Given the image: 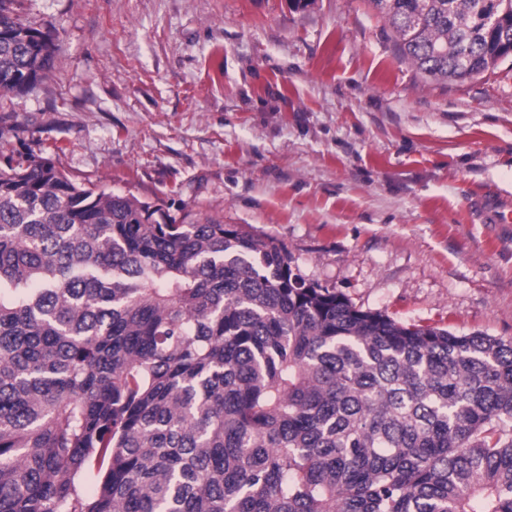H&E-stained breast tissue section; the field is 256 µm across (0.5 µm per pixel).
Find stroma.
<instances>
[{
	"instance_id": "stroma-1",
	"label": "stroma",
	"mask_w": 512,
	"mask_h": 512,
	"mask_svg": "<svg viewBox=\"0 0 512 512\" xmlns=\"http://www.w3.org/2000/svg\"><path fill=\"white\" fill-rule=\"evenodd\" d=\"M60 47L0 168L76 182L282 242L310 282L404 324L512 338V57L465 80L398 59L368 0H18ZM474 214L482 224H512V205L494 192L480 194L473 204Z\"/></svg>"
}]
</instances>
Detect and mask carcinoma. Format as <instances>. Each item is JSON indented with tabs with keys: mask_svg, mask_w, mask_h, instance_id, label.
Segmentation results:
<instances>
[{
	"mask_svg": "<svg viewBox=\"0 0 512 512\" xmlns=\"http://www.w3.org/2000/svg\"><path fill=\"white\" fill-rule=\"evenodd\" d=\"M14 2L1 92L55 63ZM368 2L424 77L512 54V0ZM0 512H512V339L403 324L274 238L10 164Z\"/></svg>",
	"mask_w": 512,
	"mask_h": 512,
	"instance_id": "1",
	"label": "carcinoma"
}]
</instances>
